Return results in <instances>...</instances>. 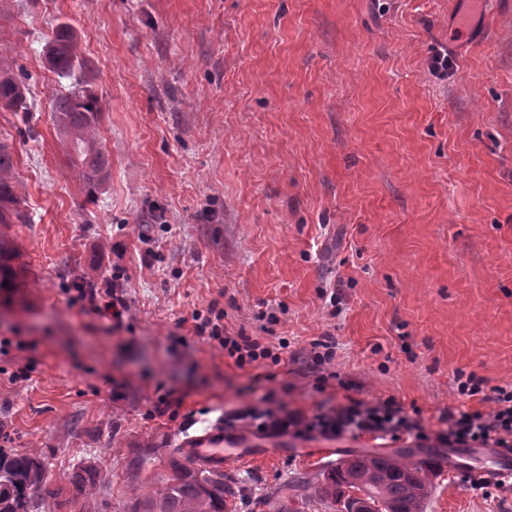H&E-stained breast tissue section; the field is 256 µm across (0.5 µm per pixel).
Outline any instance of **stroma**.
Wrapping results in <instances>:
<instances>
[{
	"instance_id": "stroma-1",
	"label": "stroma",
	"mask_w": 512,
	"mask_h": 512,
	"mask_svg": "<svg viewBox=\"0 0 512 512\" xmlns=\"http://www.w3.org/2000/svg\"><path fill=\"white\" fill-rule=\"evenodd\" d=\"M0 0V52L29 112L0 110L29 223L11 224L31 284L0 295V448L45 459L53 482L98 472L124 512L125 463L157 458L226 409L270 396L318 406L394 399L427 430L442 412L490 411L458 374L512 383V0ZM68 23L83 65L48 43ZM447 49V76L430 59ZM91 89L108 173L75 176L53 97ZM113 287L122 322L82 310L76 288ZM274 345L273 370L238 368L197 336ZM330 336L323 369L310 342ZM176 403L159 414V398ZM308 440L226 470L259 497L336 457ZM425 512H512L460 468ZM50 65L58 72L70 75L79 62L76 44L67 23H61L54 31L48 51Z\"/></svg>"
}]
</instances>
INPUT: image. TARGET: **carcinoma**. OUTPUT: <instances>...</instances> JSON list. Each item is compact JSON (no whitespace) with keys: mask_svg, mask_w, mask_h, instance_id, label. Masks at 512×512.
<instances>
[{"mask_svg":"<svg viewBox=\"0 0 512 512\" xmlns=\"http://www.w3.org/2000/svg\"><path fill=\"white\" fill-rule=\"evenodd\" d=\"M50 65L71 74L78 62L76 44L68 24L54 31L48 51ZM0 107L11 112H27L26 88L14 76L7 54L0 53ZM97 99L84 88L52 100L51 111L72 135L73 150L80 168L76 176L92 193L108 171L107 160L99 147L92 113ZM11 145L0 140V224H24L28 216L21 208ZM14 241L0 233V292L12 294L24 284V270L16 264ZM159 452L148 447L145 453L127 464L133 482L127 485L126 512H236L237 501L251 493L246 480L236 474L198 467L188 458L171 459L170 472L158 479L149 491L134 483L149 457ZM447 465L437 455L415 459L409 452H363L340 460L314 478L294 476L289 493L279 490L264 493L260 500L269 512H352L351 491L362 492L378 512H425L433 480ZM98 474L85 467L74 471L69 482L75 490L71 503L79 512H98L96 486ZM60 491L52 487L45 460L28 453L7 452L0 448V512H56L61 507Z\"/></svg>","mask_w":512,"mask_h":512,"instance_id":"cac0c4a2","label":"carcinoma"}]
</instances>
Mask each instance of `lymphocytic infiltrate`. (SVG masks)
I'll list each match as a JSON object with an SVG mask.
<instances>
[{"label":"lymphocytic infiltrate","mask_w":512,"mask_h":512,"mask_svg":"<svg viewBox=\"0 0 512 512\" xmlns=\"http://www.w3.org/2000/svg\"><path fill=\"white\" fill-rule=\"evenodd\" d=\"M197 336L218 341L238 367H264L279 365L282 357L271 347L247 337L224 335L218 322L208 318H197L194 326ZM459 394L473 397L486 394L493 408L490 412L448 411L440 418L441 429L428 432L420 420L414 419L394 399L374 403L360 400L304 415L288 409H262L247 407L232 409L224 414L225 426L245 422L257 433L280 435L291 433L307 437L318 433L329 437L372 434L400 437L408 435L420 441L429 439L447 444L449 447L484 448L494 446L512 452V383L484 389L482 379L468 376L458 381Z\"/></svg>","instance_id":"f902f5d3"}]
</instances>
